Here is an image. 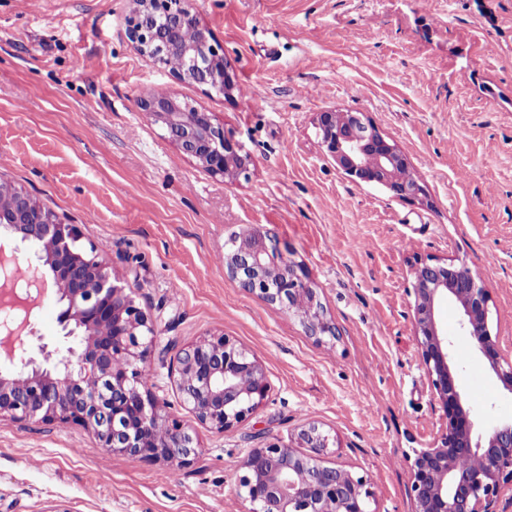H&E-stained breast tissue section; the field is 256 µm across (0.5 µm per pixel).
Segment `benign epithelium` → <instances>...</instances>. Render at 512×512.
Segmentation results:
<instances>
[{"instance_id":"benign-epithelium-1","label":"benign epithelium","mask_w":512,"mask_h":512,"mask_svg":"<svg viewBox=\"0 0 512 512\" xmlns=\"http://www.w3.org/2000/svg\"><path fill=\"white\" fill-rule=\"evenodd\" d=\"M191 0H130L129 40L149 62L179 82L229 93L224 49L191 11ZM191 26L198 42L184 38ZM177 54L183 66L167 63ZM141 111L163 125L180 151L214 175L247 173L250 157L209 113L171 93L139 100ZM317 128L326 154L351 178L386 187L392 196H424L408 176L406 156L361 114L321 112ZM0 226L33 247L27 262L29 286L53 269L52 288L64 305L59 320L65 336L82 337L75 346L29 354L19 344L0 350L11 364L0 369V415L19 421L74 424L114 453L188 464L198 453L195 437L158 405L142 382L154 337V320L124 289L112 284V271L79 245L76 225L64 222L40 200L0 179ZM225 266L246 291L277 305L299 320L318 341L336 338L308 273L283 255L272 237L246 229L233 238ZM414 335L433 388L442 425L434 444L417 453L412 466L414 512H496L501 489L512 485V421L479 433L462 400L457 367L449 353L447 331L437 318L448 300L460 313V327L475 352L512 393V359L488 329V292L471 272L452 261L416 260L410 271ZM0 294V310H26L12 279ZM171 373L184 405L200 423L222 432L245 420L265 399L268 383L254 354L222 334H208L180 348ZM161 424L160 439L153 426ZM331 438L318 425L298 429L287 446L270 443L242 460L239 492L251 512H366L370 477L324 461Z\"/></svg>"}]
</instances>
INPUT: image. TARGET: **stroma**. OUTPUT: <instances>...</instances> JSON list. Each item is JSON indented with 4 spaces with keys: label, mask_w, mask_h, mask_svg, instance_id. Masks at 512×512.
<instances>
[{
    "label": "stroma",
    "mask_w": 512,
    "mask_h": 512,
    "mask_svg": "<svg viewBox=\"0 0 512 512\" xmlns=\"http://www.w3.org/2000/svg\"><path fill=\"white\" fill-rule=\"evenodd\" d=\"M129 0H0V177L35 195L155 320L149 387L200 448L169 471L102 448L74 424L0 416V512H249L247 453L314 423L324 459L368 473V512H412L411 467L441 420L413 335L410 263L454 260L489 295L512 358V0H193L224 47L234 97L176 81L142 58ZM168 91L211 114L253 164L229 181L177 148L138 107ZM356 112L407 156L427 199L354 181L322 150L321 112ZM248 227L303 264L339 335H306L240 288L224 254ZM61 304L30 316L31 348L63 344ZM447 329L479 431L512 420L504 391ZM234 338L261 362L266 399L218 432L168 373L179 346Z\"/></svg>",
    "instance_id": "1"
}]
</instances>
